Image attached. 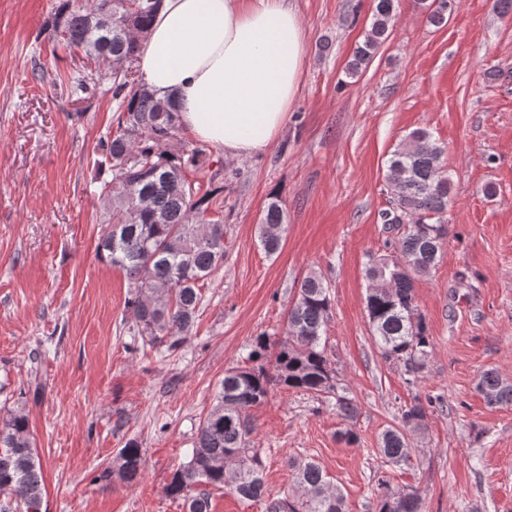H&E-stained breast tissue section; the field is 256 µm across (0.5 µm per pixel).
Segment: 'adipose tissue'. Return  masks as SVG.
Segmentation results:
<instances>
[{
	"instance_id": "obj_1",
	"label": "adipose tissue",
	"mask_w": 512,
	"mask_h": 512,
	"mask_svg": "<svg viewBox=\"0 0 512 512\" xmlns=\"http://www.w3.org/2000/svg\"><path fill=\"white\" fill-rule=\"evenodd\" d=\"M285 0H161L139 56L143 81L177 105L181 126L232 157L268 149L287 121L305 62Z\"/></svg>"
}]
</instances>
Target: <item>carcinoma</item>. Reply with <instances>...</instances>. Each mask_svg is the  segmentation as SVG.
I'll return each mask as SVG.
<instances>
[{
	"mask_svg": "<svg viewBox=\"0 0 512 512\" xmlns=\"http://www.w3.org/2000/svg\"><path fill=\"white\" fill-rule=\"evenodd\" d=\"M160 0H58L47 21L53 37L103 66L112 76L117 102L116 131L101 143L111 180L100 187L106 231L97 253L122 269L129 282L127 308L143 343L175 350L191 335L202 305L204 282L224 264V224L207 217V195L186 173L200 162V150L179 136V112L135 77L134 64ZM394 0H377L370 30L353 53L351 76L370 63L395 22ZM443 148L424 130L411 133L392 152L387 179L392 209L383 222L402 233L387 241V253L372 259L366 311L374 346L386 360L404 366L409 382L424 369L432 350L428 328L416 304V281L437 265L448 237L450 179ZM287 213L281 201L268 202L258 225L263 250L281 243ZM331 311L329 284L311 273L288 310L283 338L273 360L271 345L258 336L242 363L224 373L216 403L200 423L190 459L165 487L186 512H209V489L230 490L243 499L265 500V512H346L343 495L331 487L313 461L291 464L301 494L266 496L260 452L250 447L249 410L276 388L332 397L336 412L351 421L357 407L341 393L327 355L325 332ZM477 391L487 404L512 403V384L485 371ZM434 398L417 397L402 414V427L382 434L381 453L391 462L409 459L404 428L421 421ZM142 468L138 445L120 449L113 470L129 483ZM378 512H421L419 492H393L379 484ZM44 480L28 415L11 410L0 420V512H42Z\"/></svg>",
	"mask_w": 512,
	"mask_h": 512,
	"instance_id": "cac0c4a2",
	"label": "carcinoma"
}]
</instances>
